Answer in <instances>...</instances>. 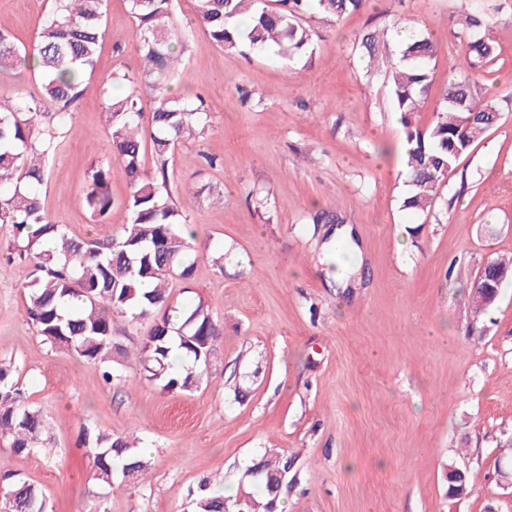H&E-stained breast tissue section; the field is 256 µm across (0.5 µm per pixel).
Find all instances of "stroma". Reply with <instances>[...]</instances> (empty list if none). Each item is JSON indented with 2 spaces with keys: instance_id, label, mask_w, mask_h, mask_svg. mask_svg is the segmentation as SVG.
Returning <instances> with one entry per match:
<instances>
[{
  "instance_id": "stroma-1",
  "label": "stroma",
  "mask_w": 512,
  "mask_h": 512,
  "mask_svg": "<svg viewBox=\"0 0 512 512\" xmlns=\"http://www.w3.org/2000/svg\"><path fill=\"white\" fill-rule=\"evenodd\" d=\"M486 32L495 58L476 72L504 101L500 122L456 163L429 212L402 208L405 168L382 142L401 144L384 66L356 42L373 15L426 22L440 45L431 94L416 120L428 126L465 44L453 42L458 0H373L319 23L312 67L269 53L218 48L196 28L172 78L200 95L206 134L175 147L168 186L198 249L223 253L174 280V306L203 301L224 333L202 384L165 392L139 379L134 357L147 320H114L129 352L112 382L103 366L44 344L25 316L30 268L0 260V359L46 416L44 448L0 447L4 474L46 495L53 512H191L200 485L259 495L242 460L278 448L295 461L277 512H512L496 465L512 440V281L482 313L471 286L483 265L512 256V0ZM51 0H0V21L34 51ZM126 0H108L95 73L73 107L75 130L47 163L49 217L83 239L119 235L130 186L104 127L111 72L143 71ZM262 98L254 106V98ZM110 169L114 200L95 223L85 193L93 165ZM201 188L193 197L181 184ZM352 227L358 256L324 240L313 202ZM350 261L345 286L335 271ZM138 438L149 468L136 484L91 478L81 429ZM466 471L449 496L447 466Z\"/></svg>"
}]
</instances>
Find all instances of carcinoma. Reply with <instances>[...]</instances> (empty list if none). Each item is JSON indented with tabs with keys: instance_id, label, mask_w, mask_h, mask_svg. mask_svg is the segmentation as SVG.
I'll use <instances>...</instances> for the list:
<instances>
[{
	"instance_id": "obj_1",
	"label": "carcinoma",
	"mask_w": 512,
	"mask_h": 512,
	"mask_svg": "<svg viewBox=\"0 0 512 512\" xmlns=\"http://www.w3.org/2000/svg\"><path fill=\"white\" fill-rule=\"evenodd\" d=\"M107 2L53 0L51 11L39 22L36 53L31 56L0 24V74L33 68L40 71L41 79L38 91L21 86L11 104L0 105V224L13 229L8 259L32 266L25 315L45 343L106 365L104 376L110 380L114 357L127 353L114 336L112 317L135 308L137 319H149L161 310V319L139 344L142 374L164 390L191 391L207 373L222 330L201 301L180 308L170 305V281L188 277L199 260L209 258L194 246V235L185 231L187 216L163 192L174 146L203 134L209 125L202 99L173 94L166 86L185 49L174 0H127L144 76L137 82L124 73H112V84H126L129 91L109 95L104 110L112 155L130 183L124 201L128 221L121 234L103 240L72 236L66 225L49 219L39 191L46 161L56 149L54 132L73 129L71 107L81 96L85 78L95 72ZM367 2L195 0L194 24L224 51L261 54L276 47L286 57H311L318 33L303 22L304 15L339 20L364 9ZM473 2L460 0L453 36L467 40L468 68L479 69L494 58L495 46L476 36L478 30L490 27V6L473 8ZM404 27L405 21L394 16L366 32L360 47L370 60L387 63L393 106L403 125V204L425 213L458 159L494 127L482 115L498 114L500 109L488 89L465 73L448 80L432 124L420 126L416 113L432 90L439 48L428 32H413L400 45L390 46L389 29ZM49 104L54 106L50 113ZM146 109L151 112L147 138L140 124ZM147 146L157 159L153 173L144 167ZM85 202L96 223H107L113 199L105 167L91 170ZM343 222L331 208L318 209L312 216L314 224ZM145 281L152 285L147 291L140 288ZM174 313L180 314L177 323L172 322ZM174 349L189 362L181 371L170 367ZM44 428L43 411L24 400L12 363L0 359V439L16 455L29 453L42 447ZM83 444L92 449L90 467L101 485H111L117 475L137 479L148 469L140 449L123 437L86 431ZM293 465L288 455L275 452L247 471L249 480L261 485L262 498L245 494L230 499L203 488L193 501L194 512H275ZM0 512L52 509L42 492L17 479L5 490Z\"/></svg>"
}]
</instances>
